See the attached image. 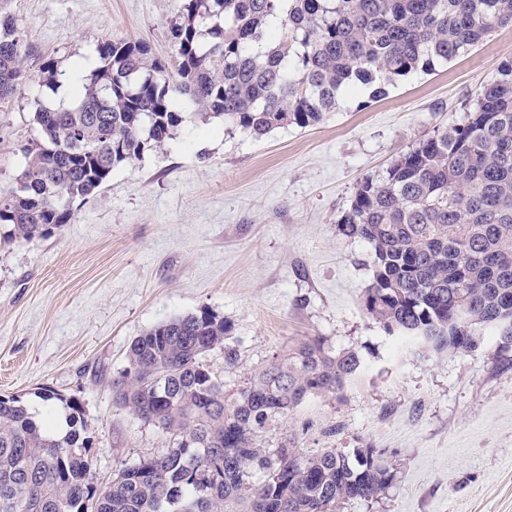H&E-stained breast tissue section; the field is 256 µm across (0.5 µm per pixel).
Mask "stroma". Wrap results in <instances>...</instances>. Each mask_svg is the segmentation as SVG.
Returning <instances> with one entry per match:
<instances>
[{"label": "stroma", "instance_id": "stroma-1", "mask_svg": "<svg viewBox=\"0 0 512 512\" xmlns=\"http://www.w3.org/2000/svg\"><path fill=\"white\" fill-rule=\"evenodd\" d=\"M177 0H10L35 50L19 93L0 104V190L11 187L37 139L39 67L70 71L106 41L139 39L170 60ZM512 58V27L467 54L389 88L339 94L312 126L254 139L192 117L131 164L51 236L5 242L0 225V394L35 414L37 388L78 399L98 483L168 436L116 402L112 380L144 330L208 309L234 325L238 361L206 363L227 391L273 353L320 336L365 365L333 400L312 398L266 430L267 447L385 450L395 481L378 500L340 512H512V351L465 355L386 332L360 295L371 247L337 224L357 184L384 174L428 133L461 122L475 94Z\"/></svg>", "mask_w": 512, "mask_h": 512}]
</instances>
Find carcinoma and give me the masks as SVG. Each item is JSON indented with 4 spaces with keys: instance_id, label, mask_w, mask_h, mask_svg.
Instances as JSON below:
<instances>
[{
    "instance_id": "obj_1",
    "label": "carcinoma",
    "mask_w": 512,
    "mask_h": 512,
    "mask_svg": "<svg viewBox=\"0 0 512 512\" xmlns=\"http://www.w3.org/2000/svg\"><path fill=\"white\" fill-rule=\"evenodd\" d=\"M174 73L144 41L98 47L75 68L66 107L40 106L39 139L0 191L5 241H33L70 223L73 206L114 168L163 145L188 122L184 98L204 119L254 138L320 122L337 95H386L410 73L431 71L512 26V0H178ZM31 48L0 2V103L26 78ZM339 232L371 245L366 315L438 352L478 350L485 333L512 349V60L483 85L473 111L437 129L377 177L356 187ZM233 325L201 309L133 338L113 381L120 407L173 437L171 448L118 470L97 492L82 404L35 392L36 420L19 395L0 396V512H339L374 500L397 475L370 446L303 450L287 438L264 446L267 426L313 397H336L362 356L322 337L280 352L240 387L224 391L204 358L224 350ZM67 431L52 428L56 402Z\"/></svg>"
}]
</instances>
